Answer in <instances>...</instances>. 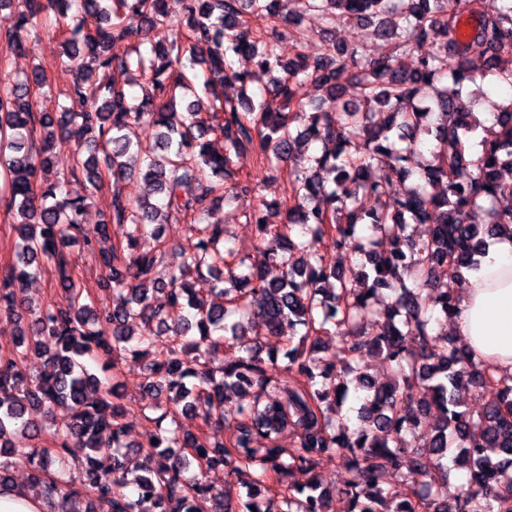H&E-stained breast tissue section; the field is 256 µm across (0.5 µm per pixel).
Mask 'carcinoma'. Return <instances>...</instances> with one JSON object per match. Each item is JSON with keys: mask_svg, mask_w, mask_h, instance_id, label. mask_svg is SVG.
Returning a JSON list of instances; mask_svg holds the SVG:
<instances>
[{"mask_svg": "<svg viewBox=\"0 0 512 512\" xmlns=\"http://www.w3.org/2000/svg\"><path fill=\"white\" fill-rule=\"evenodd\" d=\"M21 0L19 29L39 35L44 13L56 16V39L68 59V96L87 108L58 118L37 110L53 92L34 66L21 78L0 82V205L12 215L19 242L15 262L0 274V315L14 318L17 334L0 348V488L12 483L10 468L22 464L30 487L46 502L79 496L84 510L98 512H512V376L476 362L462 340L436 333V312L449 319L454 294L437 285L478 267L489 241L512 228V209L496 207L512 197V98L498 107L492 138L479 142L473 117L477 100L463 97L477 77L496 75L512 85V0H459L447 14L442 0H306L330 19L343 9L375 27L385 52L366 59L356 46L329 42L323 54L284 58L277 40L253 36L243 15L265 14L283 27H300L292 0ZM474 25L458 37L460 16ZM159 30L148 50L135 43L126 17ZM5 52L23 54L16 32L4 36ZM413 54L414 68L402 56ZM247 58L253 70L237 61ZM476 60L485 63L474 74ZM134 73L147 85L131 96L111 73ZM269 76L273 99L221 98L225 84H246L251 74ZM358 102H339L342 76ZM447 80L445 86L434 83ZM310 82L323 93L307 105L299 92ZM389 116L372 121V108ZM156 131L158 153L143 156L138 131ZM434 134L424 153L418 135ZM224 141L212 149L206 135ZM312 154L309 167L289 173L294 201L285 220L270 222L260 208L250 249L224 248L227 229L211 222L218 200L240 201L255 188L240 175L241 159L253 154L279 171L295 154ZM74 154L70 176H84L93 189L107 177L138 175L155 198H112V211L97 226L109 240V225L124 227L123 240L94 246L85 237L88 196L62 194L49 182L55 151ZM381 178L372 176L380 158ZM199 192L182 194L188 173ZM413 177L416 185L394 190ZM381 201L377 208L367 206ZM483 210L485 224H472ZM175 214L191 236L177 260L165 263L168 245L157 225ZM429 225L417 238L411 225ZM151 234L154 245L140 243ZM329 238L351 256L347 268L310 253ZM83 243L112 286V304H93L65 251ZM54 271L66 306L33 309L29 281L45 266ZM281 269L268 277V269ZM210 276L211 293L193 288ZM392 301L377 307L382 290ZM160 293L164 302L154 301ZM284 337L287 362L264 350L265 335ZM338 339L341 348L330 343ZM225 345L224 365L212 366L215 347ZM368 352L382 356L391 380L375 383L362 371ZM127 355L143 359L140 407L154 424L151 441L132 450L126 442V407L117 373L102 381L88 361L103 368ZM43 360L29 373L25 363ZM354 383L366 391L350 427L343 405ZM473 387L487 397L472 416L459 409L460 392ZM169 395L161 404L162 394ZM69 415L57 423L54 412ZM231 416L233 434L211 442L187 428ZM429 432L433 464L403 443V436ZM291 431L296 444L284 448ZM55 448L41 446L44 435ZM31 441L17 448L13 438ZM157 443H152V440ZM110 464L99 466L97 456ZM334 456L351 478L339 491L312 478L289 482L295 471L311 473L321 456ZM462 461L463 482L448 499V466ZM224 465L230 482L221 490L186 473ZM71 471L76 479L65 478ZM241 491L231 494V486Z\"/></svg>", "mask_w": 512, "mask_h": 512, "instance_id": "cac0c4a2", "label": "carcinoma"}]
</instances>
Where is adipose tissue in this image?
I'll return each instance as SVG.
<instances>
[{
	"instance_id": "obj_1",
	"label": "adipose tissue",
	"mask_w": 512,
	"mask_h": 512,
	"mask_svg": "<svg viewBox=\"0 0 512 512\" xmlns=\"http://www.w3.org/2000/svg\"><path fill=\"white\" fill-rule=\"evenodd\" d=\"M450 320L453 333L476 360L499 374L512 375V236L501 234L480 259L478 269L464 272Z\"/></svg>"
}]
</instances>
